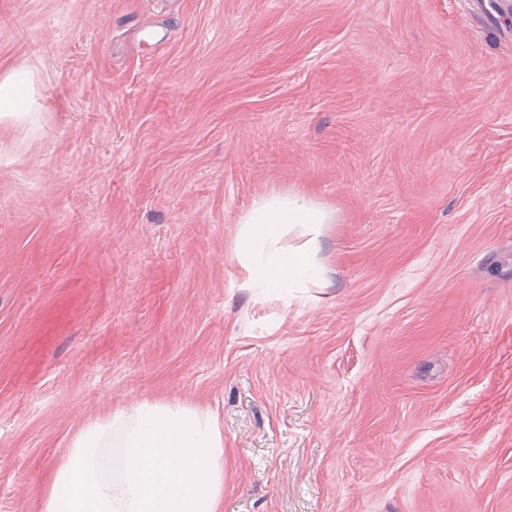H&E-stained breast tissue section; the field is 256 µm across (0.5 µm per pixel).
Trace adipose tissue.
<instances>
[{"instance_id":"adipose-tissue-1","label":"adipose tissue","mask_w":512,"mask_h":512,"mask_svg":"<svg viewBox=\"0 0 512 512\" xmlns=\"http://www.w3.org/2000/svg\"><path fill=\"white\" fill-rule=\"evenodd\" d=\"M37 72L0 73V119L37 110ZM332 213L302 193H270L242 219L236 247L244 285L287 299L291 289L325 279L319 259ZM305 239L283 246L287 229ZM45 512H221L224 433L217 412L143 401L82 430L43 490Z\"/></svg>"}]
</instances>
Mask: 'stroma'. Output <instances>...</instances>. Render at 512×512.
Returning <instances> with one entry per match:
<instances>
[{
    "label": "stroma",
    "instance_id": "stroma-1",
    "mask_svg": "<svg viewBox=\"0 0 512 512\" xmlns=\"http://www.w3.org/2000/svg\"><path fill=\"white\" fill-rule=\"evenodd\" d=\"M0 512L143 400L216 410L223 512H512V11L0 0ZM273 191L325 280L243 288ZM37 72L26 66L13 67L0 74V119H23L38 110Z\"/></svg>",
    "mask_w": 512,
    "mask_h": 512
}]
</instances>
